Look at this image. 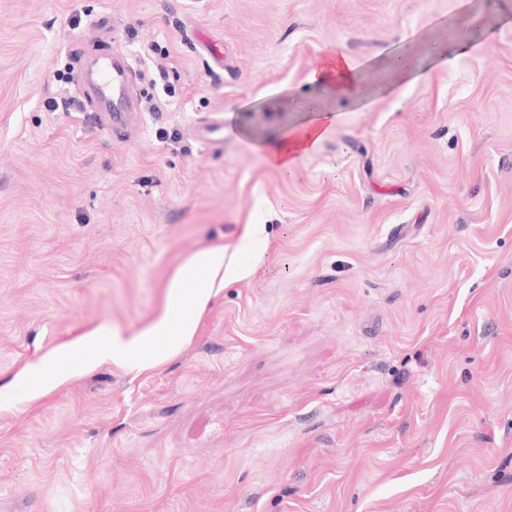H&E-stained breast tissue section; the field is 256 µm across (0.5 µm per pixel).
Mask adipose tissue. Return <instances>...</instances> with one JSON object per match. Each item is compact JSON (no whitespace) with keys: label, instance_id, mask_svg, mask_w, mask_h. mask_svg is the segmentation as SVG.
Segmentation results:
<instances>
[{"label":"adipose tissue","instance_id":"1","mask_svg":"<svg viewBox=\"0 0 512 512\" xmlns=\"http://www.w3.org/2000/svg\"><path fill=\"white\" fill-rule=\"evenodd\" d=\"M311 79L328 99L368 96L361 65L340 44L324 49ZM331 125L332 116L327 109L316 107L311 121L292 126L262 143L267 164L283 172L293 169L301 156L315 150L324 140ZM224 257L223 246L215 245L186 261L167 285L159 314L138 332L128 335L100 326L62 345L58 358L72 371L83 372L106 361L142 370L178 354L194 336L212 297L224 286L228 273Z\"/></svg>","mask_w":512,"mask_h":512}]
</instances>
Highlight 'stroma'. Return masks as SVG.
Returning <instances> with one entry per match:
<instances>
[{
  "label": "stroma",
  "instance_id": "1",
  "mask_svg": "<svg viewBox=\"0 0 512 512\" xmlns=\"http://www.w3.org/2000/svg\"><path fill=\"white\" fill-rule=\"evenodd\" d=\"M512 0H0V389L246 269L140 372L0 409V512H512ZM342 44L374 96L324 100ZM452 53L451 62L434 57ZM121 49L140 117L77 85ZM418 79L387 94L388 62ZM51 99L72 101L50 112ZM335 115L293 173L261 139ZM219 118L221 146L197 123Z\"/></svg>",
  "mask_w": 512,
  "mask_h": 512
}]
</instances>
